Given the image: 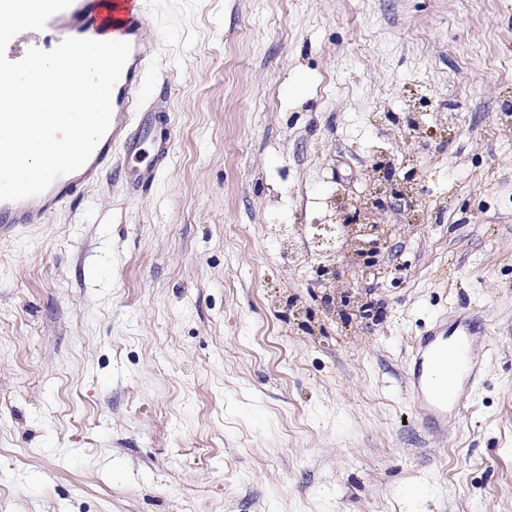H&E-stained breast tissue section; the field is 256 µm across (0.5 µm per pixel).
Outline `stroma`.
<instances>
[{"label": "stroma", "mask_w": 512, "mask_h": 512, "mask_svg": "<svg viewBox=\"0 0 512 512\" xmlns=\"http://www.w3.org/2000/svg\"><path fill=\"white\" fill-rule=\"evenodd\" d=\"M151 135L0 237V512H512V0H144ZM328 305L284 231L364 223ZM490 349L447 433L415 337ZM448 330V318L436 320L417 337L407 362V387L416 417L429 433L448 431V414L459 409V393L483 370L480 336L482 319L464 314ZM450 369L457 377L451 390L440 387L438 376Z\"/></svg>", "instance_id": "35a3bbf8"}]
</instances>
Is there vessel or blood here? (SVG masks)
<instances>
[{"instance_id": "vessel-or-blood-1", "label": "vessel or blood", "mask_w": 512, "mask_h": 512, "mask_svg": "<svg viewBox=\"0 0 512 512\" xmlns=\"http://www.w3.org/2000/svg\"><path fill=\"white\" fill-rule=\"evenodd\" d=\"M42 50L55 48L68 37L125 41L131 51L112 95V120L85 165L63 175L41 194L19 200L0 201V232L9 233L22 224L42 223L66 200L83 195L97 176L114 166L116 150L130 152L146 138L145 128L134 117L148 97L144 74L154 44L142 0H73L65 10L51 16L43 30ZM481 318L465 314L454 322L439 319L417 337L407 362V387L416 417L430 433L448 428V416L459 407V391L472 385L483 369ZM452 371L455 389L442 387L439 375Z\"/></svg>"}]
</instances>
